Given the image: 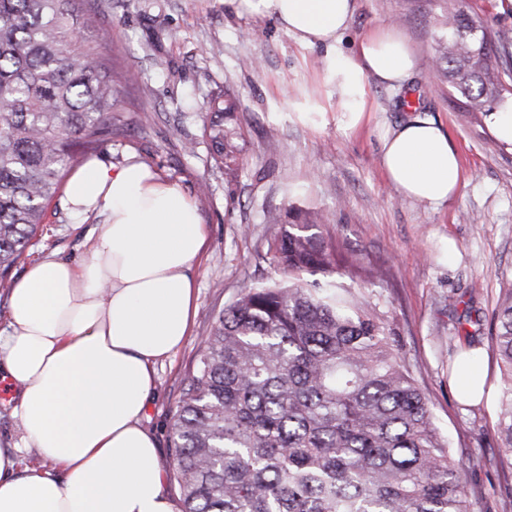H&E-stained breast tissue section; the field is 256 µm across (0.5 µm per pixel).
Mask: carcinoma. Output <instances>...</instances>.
Here are the masks:
<instances>
[{
  "label": "carcinoma",
  "mask_w": 512,
  "mask_h": 512,
  "mask_svg": "<svg viewBox=\"0 0 512 512\" xmlns=\"http://www.w3.org/2000/svg\"><path fill=\"white\" fill-rule=\"evenodd\" d=\"M77 0H0V286L43 224L63 174L122 131L135 80L74 27ZM448 0L436 62L474 112L512 106V35ZM215 162L239 166L237 102L208 104ZM278 226L268 252L293 277L247 288L201 343L173 421L182 512H469L468 472L448 454L432 403L395 353L392 329L337 284L311 212ZM309 274L313 279L303 278ZM501 371L496 432L512 461V288L494 312Z\"/></svg>",
  "instance_id": "obj_1"
}]
</instances>
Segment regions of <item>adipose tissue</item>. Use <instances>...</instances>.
<instances>
[{
  "mask_svg": "<svg viewBox=\"0 0 512 512\" xmlns=\"http://www.w3.org/2000/svg\"><path fill=\"white\" fill-rule=\"evenodd\" d=\"M301 44L324 48L348 129L369 120V83L394 88L417 67L394 27L340 47L354 0H243ZM384 175L406 199L437 206L461 187L458 154L434 120L412 117L380 137ZM61 202L102 219L82 260L27 266L8 296L0 374L16 390L21 442L0 447V512H179L158 443L144 427L156 362L175 354L195 315L193 267L206 242L195 201L132 160L89 158ZM35 450L61 473L22 466Z\"/></svg>",
  "mask_w": 512,
  "mask_h": 512,
  "instance_id": "obj_1",
  "label": "adipose tissue"
}]
</instances>
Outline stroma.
<instances>
[{
  "label": "stroma",
  "instance_id": "1",
  "mask_svg": "<svg viewBox=\"0 0 512 512\" xmlns=\"http://www.w3.org/2000/svg\"><path fill=\"white\" fill-rule=\"evenodd\" d=\"M440 0H355L344 47L370 31L396 27L417 58L409 86L370 85L373 123L346 131L321 47L301 45L271 17L234 0H78L96 15L86 38L105 40L116 66L135 73L120 107L122 134L95 151L121 165L129 156L194 198L207 243L195 265L196 315L185 344L155 366L146 426L160 464L169 468L172 424L193 374L202 336L241 291L282 278L267 255L266 212L288 205L323 211L318 228L336 253V280L376 306L395 333V347L431 400L435 425L452 457L469 472L472 512H512V464L502 463L499 366L490 324L512 285V144L492 145V117L460 112L438 77L433 22ZM254 58L257 68L240 59ZM227 92L241 102L243 165H214L203 136L205 104ZM445 124L464 178L458 194L432 207L402 198L380 164L377 123L412 113ZM191 138L196 151L184 153ZM99 218L71 216L59 199L10 276L45 258L80 261ZM476 353L488 381L477 402L462 401L455 367Z\"/></svg>",
  "mask_w": 512,
  "mask_h": 512
}]
</instances>
